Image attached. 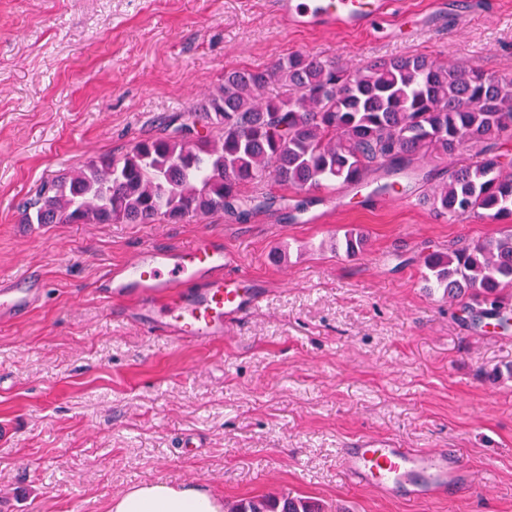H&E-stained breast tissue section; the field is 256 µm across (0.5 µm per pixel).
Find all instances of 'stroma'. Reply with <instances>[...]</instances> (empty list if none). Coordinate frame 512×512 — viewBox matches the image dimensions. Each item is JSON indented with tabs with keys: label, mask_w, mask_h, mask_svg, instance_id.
I'll use <instances>...</instances> for the list:
<instances>
[{
	"label": "stroma",
	"mask_w": 512,
	"mask_h": 512,
	"mask_svg": "<svg viewBox=\"0 0 512 512\" xmlns=\"http://www.w3.org/2000/svg\"><path fill=\"white\" fill-rule=\"evenodd\" d=\"M293 53L351 65L422 53L512 77V0H406L397 18L334 35L284 27L269 0H0V276L47 284L25 323L0 322V500L14 512H107L144 482L302 497L325 512H512V327L484 333L430 290L425 266L502 225L364 191L310 205L304 223L277 210L244 222L23 221L46 178L159 136L225 71ZM351 229L365 245L350 257ZM202 233L266 290L227 341L176 345L96 293L99 273L140 245ZM187 433L202 448L181 452ZM361 435L455 449L474 481L434 502L350 486L338 451Z\"/></svg>",
	"instance_id": "obj_1"
}]
</instances>
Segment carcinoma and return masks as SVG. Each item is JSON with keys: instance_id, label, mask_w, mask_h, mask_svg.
<instances>
[{"instance_id": "cac0c4a2", "label": "carcinoma", "mask_w": 512, "mask_h": 512, "mask_svg": "<svg viewBox=\"0 0 512 512\" xmlns=\"http://www.w3.org/2000/svg\"><path fill=\"white\" fill-rule=\"evenodd\" d=\"M277 81L288 95L266 97ZM512 78L424 54L351 66L295 53L265 69H233L183 122L135 143L119 158L90 159L43 181L25 208L27 224H154L227 215L246 219L276 203L297 220L313 189L378 195L432 183L425 169L448 158V176L426 200L467 221L512 217ZM430 288L470 298L477 317L506 316L512 287V230L496 241L427 256ZM225 512H322L294 498L238 500Z\"/></svg>"}]
</instances>
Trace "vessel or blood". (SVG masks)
Returning <instances> with one entry per match:
<instances>
[{"label": "vessel or blood", "mask_w": 512, "mask_h": 512, "mask_svg": "<svg viewBox=\"0 0 512 512\" xmlns=\"http://www.w3.org/2000/svg\"><path fill=\"white\" fill-rule=\"evenodd\" d=\"M279 18L290 26L319 32L363 31L389 15L393 0H273ZM236 255L222 240L203 233L184 246L142 244L133 257L108 267L96 282L102 297L127 299L132 323L172 341L208 346L224 340L226 327L257 309L260 288L239 287ZM45 288L34 272L0 277V319L22 323L37 307ZM346 481L386 497L443 500L466 489L470 470L448 450L404 447L393 438L361 436L341 449Z\"/></svg>", "instance_id": "b4317fda"}]
</instances>
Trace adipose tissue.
I'll return each mask as SVG.
<instances>
[{
    "mask_svg": "<svg viewBox=\"0 0 512 512\" xmlns=\"http://www.w3.org/2000/svg\"><path fill=\"white\" fill-rule=\"evenodd\" d=\"M107 512H224L221 497L197 488L142 483L114 496Z\"/></svg>",
    "mask_w": 512,
    "mask_h": 512,
    "instance_id": "1",
    "label": "adipose tissue"
}]
</instances>
